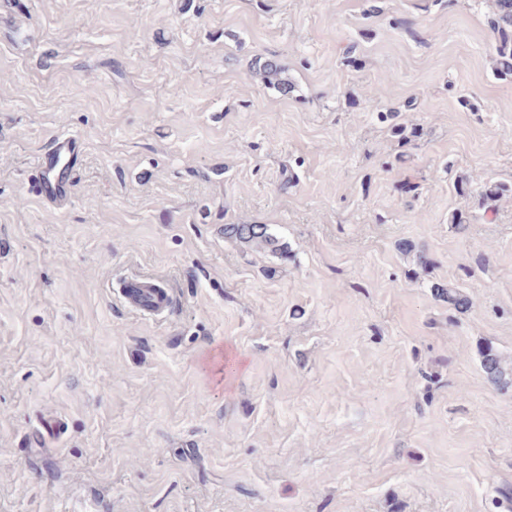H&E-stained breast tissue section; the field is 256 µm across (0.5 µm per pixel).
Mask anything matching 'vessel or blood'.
I'll return each mask as SVG.
<instances>
[{
	"label": "vessel or blood",
	"instance_id": "b4317fda",
	"mask_svg": "<svg viewBox=\"0 0 512 512\" xmlns=\"http://www.w3.org/2000/svg\"><path fill=\"white\" fill-rule=\"evenodd\" d=\"M81 143L73 136L53 137L46 149L33 162L35 190L49 205L63 207L72 190ZM121 295L126 303L141 313L158 316L169 311L172 296L153 282L131 279L125 282Z\"/></svg>",
	"mask_w": 512,
	"mask_h": 512
}]
</instances>
